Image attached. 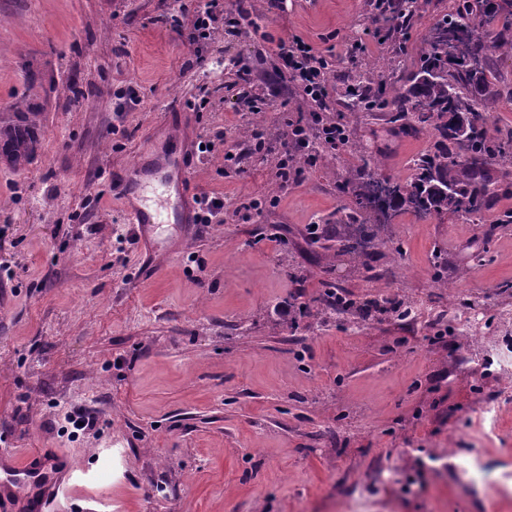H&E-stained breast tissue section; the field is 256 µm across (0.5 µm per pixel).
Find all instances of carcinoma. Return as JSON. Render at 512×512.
I'll return each instance as SVG.
<instances>
[{
    "label": "carcinoma",
    "instance_id": "1",
    "mask_svg": "<svg viewBox=\"0 0 512 512\" xmlns=\"http://www.w3.org/2000/svg\"><path fill=\"white\" fill-rule=\"evenodd\" d=\"M448 12L423 39L410 72L386 77L369 65L342 76L336 95L347 115L385 112L405 134L430 132L433 150L413 162L410 180L382 181L368 163L353 167L336 190L352 197L345 206L350 231L338 249L359 261L401 212L419 217L479 218L490 205L492 166H512V129L490 134L489 112L502 95L494 55L512 56V0H449ZM417 0H378L376 17L387 33V67L406 54L419 16ZM35 112H19L0 126V145L14 164L34 150Z\"/></svg>",
    "mask_w": 512,
    "mask_h": 512
}]
</instances>
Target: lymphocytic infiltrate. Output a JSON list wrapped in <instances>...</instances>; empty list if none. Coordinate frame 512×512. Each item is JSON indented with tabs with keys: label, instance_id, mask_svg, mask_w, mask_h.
I'll use <instances>...</instances> for the list:
<instances>
[{
	"label": "lymphocytic infiltrate",
	"instance_id": "obj_1",
	"mask_svg": "<svg viewBox=\"0 0 512 512\" xmlns=\"http://www.w3.org/2000/svg\"><path fill=\"white\" fill-rule=\"evenodd\" d=\"M219 0H205L194 10L180 9L179 13L166 15L165 21L174 30L189 28L192 43L201 45L208 41L216 21H223L226 29L235 31L253 26L250 0H238L235 11L220 13ZM272 54L281 67L277 76L290 83L296 95L308 104V111L281 114V131L278 138H270L265 126L252 125L248 140L249 150L260 162L271 163L281 185L290 181L289 168L293 163V145L296 139L304 137L307 130L319 133L322 145L329 151H336V125L323 124L317 119L318 113L333 114L332 91L335 87L336 70L331 50L322 49L299 35L280 39Z\"/></svg>",
	"mask_w": 512,
	"mask_h": 512
}]
</instances>
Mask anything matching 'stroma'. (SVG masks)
Masks as SVG:
<instances>
[{
    "label": "stroma",
    "instance_id": "stroma-1",
    "mask_svg": "<svg viewBox=\"0 0 512 512\" xmlns=\"http://www.w3.org/2000/svg\"><path fill=\"white\" fill-rule=\"evenodd\" d=\"M170 0H0V122L37 113L35 150L0 152V448H46L90 478L100 512H512V167H494L481 223L396 215L368 267L336 251L346 198L336 175L365 148L404 181L427 132L393 138L381 114L350 120L349 149L280 187L242 150L229 59L266 87L271 47L298 34L332 48L336 69L384 57L369 0H254L256 26L224 32L209 70L159 23ZM365 50L356 61L344 41ZM209 111L189 105L199 85ZM180 114L197 191L223 196L224 221L197 228L151 279L112 194V175ZM268 195L249 222L235 209ZM327 236L312 240L308 227ZM446 287H438V280ZM333 283L358 303L391 296L388 314L279 320L281 303H313ZM448 328L434 338L435 321ZM77 407L99 417L72 434Z\"/></svg>",
    "mask_w": 512,
    "mask_h": 512
}]
</instances>
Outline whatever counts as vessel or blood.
<instances>
[{
    "label": "vessel or blood",
    "mask_w": 512,
    "mask_h": 512,
    "mask_svg": "<svg viewBox=\"0 0 512 512\" xmlns=\"http://www.w3.org/2000/svg\"><path fill=\"white\" fill-rule=\"evenodd\" d=\"M165 146L141 156L129 169L112 178V192L123 205L143 249V271L152 273L169 250L162 238L171 231L186 235L194 224L196 194L190 186L189 138L181 124L167 121ZM77 467L63 457L35 448L25 454L0 448V512H9L14 498L27 485L40 483L41 493L29 498L27 512H55L56 498L77 475Z\"/></svg>",
    "instance_id": "obj_1"
}]
</instances>
